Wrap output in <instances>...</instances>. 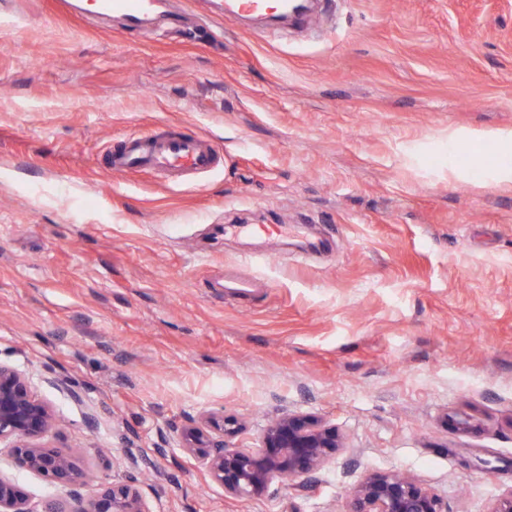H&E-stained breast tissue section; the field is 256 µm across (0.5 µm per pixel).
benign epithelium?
Returning a JSON list of instances; mask_svg holds the SVG:
<instances>
[{
  "mask_svg": "<svg viewBox=\"0 0 512 512\" xmlns=\"http://www.w3.org/2000/svg\"><path fill=\"white\" fill-rule=\"evenodd\" d=\"M58 425L52 406L32 391L29 379L0 362V446L10 449L13 466L41 475L64 493L30 504L9 477L0 474V512H153L136 487V477L100 484L82 495L83 472L69 448L50 447L44 438ZM241 430L237 420L212 416L189 419L179 430L182 451L195 460L224 493L253 500L267 496L288 479L319 473L341 444L336 430L309 418L284 413L261 431L259 444L230 440ZM346 512H447L441 500L412 478L372 472L348 493Z\"/></svg>",
  "mask_w": 512,
  "mask_h": 512,
  "instance_id": "obj_1",
  "label": "benign epithelium"
}]
</instances>
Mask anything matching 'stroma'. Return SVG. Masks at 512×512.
I'll list each match as a JSON object with an SVG mask.
<instances>
[{
  "mask_svg": "<svg viewBox=\"0 0 512 512\" xmlns=\"http://www.w3.org/2000/svg\"><path fill=\"white\" fill-rule=\"evenodd\" d=\"M171 3L137 34L0 0V361L59 415L48 444L91 488L126 476L131 438L170 478L140 481L153 512H345L371 472L492 512L512 182L484 146L512 131V0H321L275 31ZM189 129L220 150L194 181L110 170L128 137ZM228 270L263 293L224 298ZM284 410L342 439L316 481L231 498L179 446L187 419L236 417L251 445Z\"/></svg>",
  "mask_w": 512,
  "mask_h": 512,
  "instance_id": "stroma-1",
  "label": "stroma"
}]
</instances>
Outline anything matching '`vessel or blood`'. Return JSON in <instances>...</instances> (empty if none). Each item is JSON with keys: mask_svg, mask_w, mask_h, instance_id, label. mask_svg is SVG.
Instances as JSON below:
<instances>
[{"mask_svg": "<svg viewBox=\"0 0 512 512\" xmlns=\"http://www.w3.org/2000/svg\"><path fill=\"white\" fill-rule=\"evenodd\" d=\"M98 14L120 15L126 28L143 30L146 20L153 16H166L168 0H95ZM220 14L227 18L285 17L303 15L308 4L292 8L288 0H218ZM212 165L211 147L198 135L154 138L134 137L111 156L113 170L122 172L134 169L160 170L180 174L207 171ZM225 295L240 297L252 293L257 282L226 272L222 283Z\"/></svg>", "mask_w": 512, "mask_h": 512, "instance_id": "b4317fda", "label": "vessel or blood"}]
</instances>
